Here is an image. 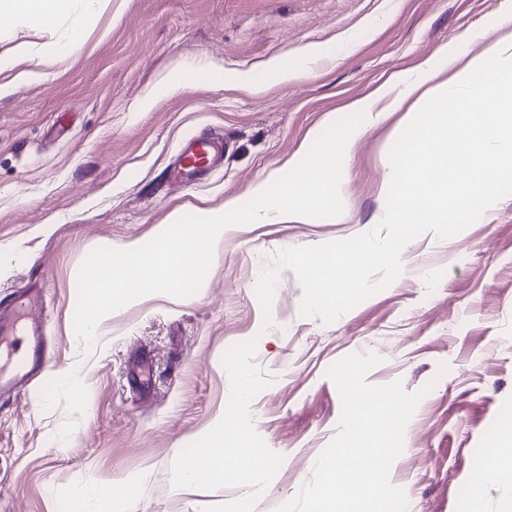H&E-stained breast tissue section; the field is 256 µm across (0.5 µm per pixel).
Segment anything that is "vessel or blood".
Here are the masks:
<instances>
[{
	"label": "vessel or blood",
	"mask_w": 512,
	"mask_h": 512,
	"mask_svg": "<svg viewBox=\"0 0 512 512\" xmlns=\"http://www.w3.org/2000/svg\"><path fill=\"white\" fill-rule=\"evenodd\" d=\"M224 143L216 137H193L182 147L171 171L173 182L181 184L197 179L223 155ZM40 294L19 293L13 314L0 313V345L7 353V364H0V397L15 396L45 369L49 359L45 340L37 324H30L25 334H18L15 313L24 312L39 304Z\"/></svg>",
	"instance_id": "b4317fda"
}]
</instances>
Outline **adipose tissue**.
Masks as SVG:
<instances>
[{
	"label": "adipose tissue",
	"instance_id": "1",
	"mask_svg": "<svg viewBox=\"0 0 512 512\" xmlns=\"http://www.w3.org/2000/svg\"><path fill=\"white\" fill-rule=\"evenodd\" d=\"M112 0H0V17L52 34L39 51L18 44L0 56V73L28 63L23 76L38 80L42 64L60 53L78 52L88 22L110 7ZM500 25L506 35L491 55L459 62L444 50L426 60L413 80H398L374 96L355 100L350 108L363 113L361 124L326 142L291 181L271 174L245 195L195 211L194 223L182 211L158 225L152 248L140 242L104 243L92 250L93 262L81 278L80 309L85 323L104 327L116 300H141L157 287L182 282L216 262L224 246V230L232 224L313 223L323 217L343 223L336 194L350 166V148L391 113H401V141L394 157V178L382 188L383 221L395 225V236L373 248L356 241L331 251H311L298 262L310 271L311 303L335 313L357 285L364 265L395 261L411 225H459L499 198L512 179V0H503ZM463 94L449 96V84ZM122 482L92 477L57 512H113Z\"/></svg>",
	"mask_w": 512,
	"mask_h": 512
}]
</instances>
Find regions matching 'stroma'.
Wrapping results in <instances>:
<instances>
[{"label":"stroma","mask_w":512,"mask_h":512,"mask_svg":"<svg viewBox=\"0 0 512 512\" xmlns=\"http://www.w3.org/2000/svg\"><path fill=\"white\" fill-rule=\"evenodd\" d=\"M500 0H112L91 20L80 54L58 55L44 79L0 95V307L38 288L52 363L13 398L0 399V512H54L91 476L132 478L134 512H205L243 498L247 486L213 491L172 484L173 447L220 420L230 393L225 350L257 339L255 364L272 379L250 406L252 422L283 464L254 506L274 512L313 474L339 431L341 399L328 368L351 353L382 362L366 381H402L428 393L410 420L390 470L408 512H512V486L483 476L486 450L512 422V196L456 237L427 232L401 252L391 286L333 323L301 316L302 286L284 270L270 314L255 296L258 276L281 249L373 230L382 186L400 147L395 118L351 147L336 206L342 224H240L218 262L194 281L114 306L107 335L79 343L75 317L93 245L153 244L175 209L244 193L275 168L292 179L314 151L313 133L363 120L347 111L399 74L457 44L490 54ZM322 47L311 62L305 51ZM279 60L301 78L266 77ZM186 66L224 71L225 84L160 82ZM262 78L254 91L236 76ZM146 112L137 104L148 94ZM335 114V128L324 120ZM220 134L223 164L181 185L170 162L192 135ZM271 327H264V318ZM86 357L71 383L57 370ZM446 374H439L440 365Z\"/></svg>","instance_id":"stroma-1"}]
</instances>
